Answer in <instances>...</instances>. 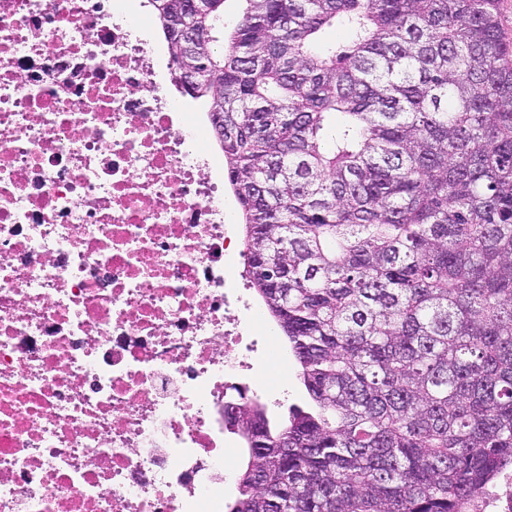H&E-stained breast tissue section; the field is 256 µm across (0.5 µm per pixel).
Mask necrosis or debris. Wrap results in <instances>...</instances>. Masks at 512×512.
Returning <instances> with one entry per match:
<instances>
[{"label":"necrosis or debris","mask_w":512,"mask_h":512,"mask_svg":"<svg viewBox=\"0 0 512 512\" xmlns=\"http://www.w3.org/2000/svg\"><path fill=\"white\" fill-rule=\"evenodd\" d=\"M142 0H0V512H221L273 359Z\"/></svg>","instance_id":"4bbe7bcc"}]
</instances>
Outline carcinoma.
Here are the masks:
<instances>
[{"label": "carcinoma", "mask_w": 512, "mask_h": 512, "mask_svg": "<svg viewBox=\"0 0 512 512\" xmlns=\"http://www.w3.org/2000/svg\"><path fill=\"white\" fill-rule=\"evenodd\" d=\"M225 2L150 0L308 396L225 419L226 512H473L512 466L502 0H242L230 27Z\"/></svg>", "instance_id": "cac0c4a2"}]
</instances>
